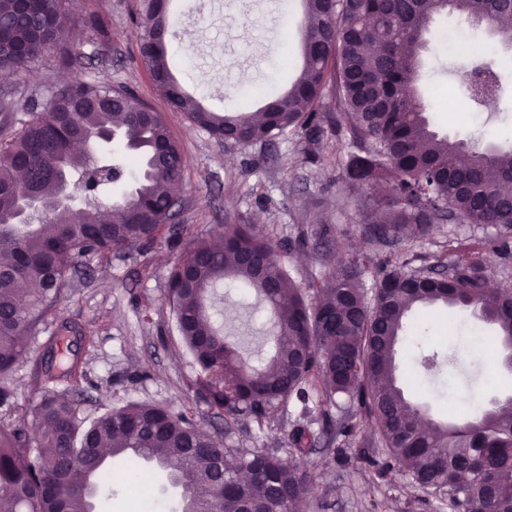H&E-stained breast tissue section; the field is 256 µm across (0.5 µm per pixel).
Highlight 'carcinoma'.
Wrapping results in <instances>:
<instances>
[{
	"instance_id": "carcinoma-1",
	"label": "carcinoma",
	"mask_w": 512,
	"mask_h": 512,
	"mask_svg": "<svg viewBox=\"0 0 512 512\" xmlns=\"http://www.w3.org/2000/svg\"><path fill=\"white\" fill-rule=\"evenodd\" d=\"M168 0H143L136 19L139 52L169 107L220 142L267 143L305 132L318 145L325 130L346 128L360 154L349 162L355 186L386 179L399 202L388 201L364 228L384 247L401 240L406 226L422 236L435 224H493L512 228V149L487 156L479 144L451 141L431 129L415 82L423 36L434 14L450 9L484 20L512 44V8L504 0H304L302 66L288 91L262 106L256 122L243 111L211 112L174 82L166 43ZM64 0H0V71L22 76L29 64L56 52V65L73 78L46 98L27 93L23 80L0 90V377L22 356L25 333L58 302L79 259L108 258L142 243L181 235L170 224L184 179V155L163 116L123 85L84 78L108 37L91 17V37L70 40ZM487 90L499 95V75L482 64ZM333 114L320 109L325 97ZM26 112L28 120L17 121ZM121 150L86 152L105 136ZM140 173L127 192L112 197L117 179L100 170ZM66 170L78 194L77 211L48 213L43 224H18L25 193L50 200L58 190L55 170ZM223 246L190 241L168 281L176 328L193 357L196 392L207 407L262 426L292 397L303 415L317 412L331 424L330 409L346 398L356 410L336 420L341 435L361 424L373 428L413 483L448 494L457 512H512V401L448 424L425 420L396 379L395 355L409 314L443 303L478 308L495 325L496 347L512 350V290L488 288L485 254L504 244L478 241L460 247L453 260L406 269L392 254L377 269L371 292L362 284L366 259L336 252L328 275L295 283L281 251L251 224H221ZM260 292L277 322L272 354L251 367L226 342L209 308L224 283ZM0 512H96L99 494L125 481L107 470L102 448L132 454L168 471L182 487L181 512H213L214 480L227 449L201 431L186 411L126 403L88 421L66 394L48 389L34 409L41 431L31 446L28 410L0 388ZM318 442L309 425L288 437L291 451L244 453L239 467L263 469L244 483L224 474V512H285L284 498L305 497L316 475L303 460Z\"/></svg>"
}]
</instances>
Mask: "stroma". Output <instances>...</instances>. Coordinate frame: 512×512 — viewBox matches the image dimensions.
<instances>
[{
	"label": "stroma",
	"instance_id": "1",
	"mask_svg": "<svg viewBox=\"0 0 512 512\" xmlns=\"http://www.w3.org/2000/svg\"><path fill=\"white\" fill-rule=\"evenodd\" d=\"M74 39L85 42L86 20L96 15L108 28L101 58L91 68L93 79L134 88L139 97L165 117L185 158L180 195L183 207L175 222L184 238L209 237L222 224H251L288 252V262L299 284L331 272L337 247L378 260L381 248L363 232L367 220L387 196V186L357 192L343 165L357 148L349 135L328 138L322 151L339 147L341 164L307 159L304 134L270 145H230L218 142L194 126L183 113L171 111L154 87L141 60L132 19L140 0H67ZM172 25L168 46L173 75L184 90L206 109L221 112L259 110L265 98L288 89L302 63L300 34L305 20L303 0H169ZM458 17L435 16L421 53L418 91L434 131L453 140L481 145L512 146V49H507L488 26L476 32L489 51L485 56L500 78L496 108L477 106L474 113L448 111L446 92L458 89V59L440 49V35L454 32ZM223 38L224 51L212 50ZM247 73L239 82L237 73ZM493 225L465 222L435 225L426 237L403 238L398 260L420 266L434 255L476 240L494 239ZM307 246H300V238ZM179 250L165 244L140 247L108 259L82 258L74 278L52 311L27 334V354L1 383L12 388L19 401L36 408L43 391L42 371L48 348L65 324L81 327L86 341L69 343L58 363H78L84 372L76 397L81 414L100 415L105 408L127 401L166 404L173 409L193 408L197 427L234 452L282 451L288 435L304 418L296 401H288L264 426L213 415L194 395L196 373L176 329L167 300L170 268ZM222 307L233 317H218L229 342L244 361L267 353L263 335L273 318L255 294L240 289H218ZM492 325L470 312L449 318L437 305L412 314L397 347V379L407 397L426 407L432 419L448 422L486 408L495 396L512 395V372L499 369L496 383L468 388L458 370L483 352L477 335L489 336ZM454 357V370L440 368L436 375L416 370L409 363L432 352ZM306 465L317 484L301 504V512H451L446 497L412 484L397 466L387 465L388 454L371 443L372 432L356 426L349 439L321 433ZM138 477H129L112 495L103 496L100 512H178L181 491L169 484H152V500L138 498Z\"/></svg>",
	"mask_w": 512,
	"mask_h": 512
}]
</instances>
